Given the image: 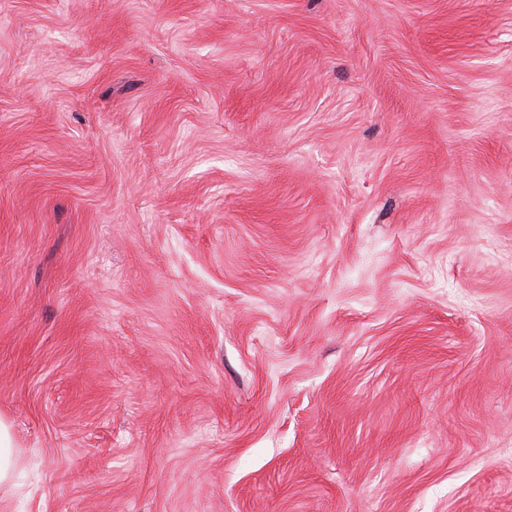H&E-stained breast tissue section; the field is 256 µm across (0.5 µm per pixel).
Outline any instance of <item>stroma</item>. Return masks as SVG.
<instances>
[{"label":"stroma","instance_id":"stroma-1","mask_svg":"<svg viewBox=\"0 0 512 512\" xmlns=\"http://www.w3.org/2000/svg\"><path fill=\"white\" fill-rule=\"evenodd\" d=\"M0 512H512V0H0ZM11 439L7 425L0 421V485L8 484L13 478L11 461Z\"/></svg>","mask_w":512,"mask_h":512}]
</instances>
